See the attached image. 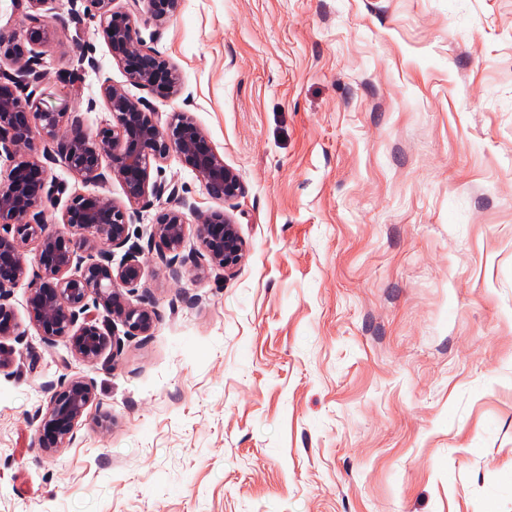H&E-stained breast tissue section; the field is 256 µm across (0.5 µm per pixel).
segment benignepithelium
Wrapping results in <instances>:
<instances>
[{
	"label": "benign epithelium",
	"instance_id": "1",
	"mask_svg": "<svg viewBox=\"0 0 512 512\" xmlns=\"http://www.w3.org/2000/svg\"><path fill=\"white\" fill-rule=\"evenodd\" d=\"M86 0V10L99 20L112 58L122 65L129 83L158 90L168 96L180 88L177 68L156 52L145 48L136 24L141 10L156 28L176 13L179 0ZM145 8H140V3ZM27 24L21 29L0 28V157L9 159L5 183L0 184V224L13 232L0 233V339H21L25 332L8 303L10 289L27 275L25 249L36 247L39 271L30 281L27 307L33 325L44 342L53 346L68 340L76 356L96 360L107 347L120 343L115 329L99 326L95 310L102 308L120 322L128 337L146 335L153 326L152 312L123 300L125 288H135L142 276L138 255L142 247L129 243V210L101 194L70 198L61 221L69 232L64 237L44 224L47 204L58 200L64 189L48 185L44 161L60 163L83 181L106 184L118 181L130 205L167 197L171 206L161 211L153 224L148 246L171 270L173 277L188 263L198 264L200 254H182L188 209L194 206L179 195L177 186L150 181L151 162L162 163L179 156L203 181L208 195L226 204L244 192L238 174L198 128L189 112H176L161 127L142 101L130 97L114 84L101 86V97L112 113V124L95 132L84 127L77 112H63L44 100L18 91L41 78L37 49L51 37V27L41 13L59 9L58 0H13ZM50 140L45 160L21 152H37L35 135ZM198 238L212 264L233 270L244 257V243L230 214L223 211L197 213ZM126 249L118 266L114 250ZM93 401L92 385L81 378L63 379L51 397L42 418L38 442L43 448H61L71 443L74 428Z\"/></svg>",
	"mask_w": 512,
	"mask_h": 512
}]
</instances>
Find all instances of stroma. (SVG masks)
I'll return each instance as SVG.
<instances>
[{
  "instance_id": "35a3bbf8",
  "label": "stroma",
  "mask_w": 512,
  "mask_h": 512,
  "mask_svg": "<svg viewBox=\"0 0 512 512\" xmlns=\"http://www.w3.org/2000/svg\"><path fill=\"white\" fill-rule=\"evenodd\" d=\"M137 26L177 96L128 83L89 20L53 22L30 91L93 131L106 82L191 113L243 194L174 155L150 178L228 209L245 256L172 278L146 247L166 202L138 205L124 297L153 328L93 362L12 289L0 512H512V0H182ZM65 377L94 400L46 451Z\"/></svg>"
}]
</instances>
